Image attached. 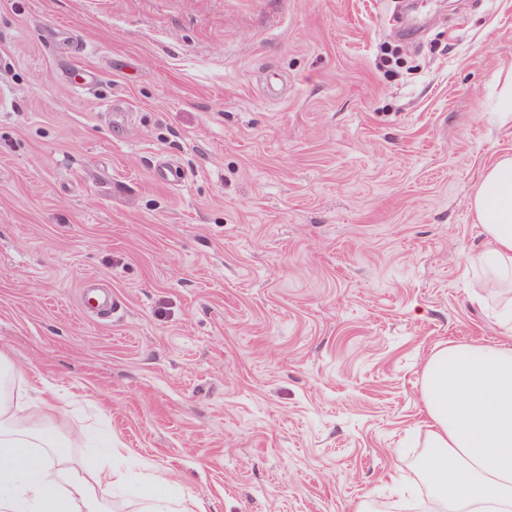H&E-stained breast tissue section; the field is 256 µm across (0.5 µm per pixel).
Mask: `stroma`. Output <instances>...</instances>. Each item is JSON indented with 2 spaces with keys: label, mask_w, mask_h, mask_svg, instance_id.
Returning a JSON list of instances; mask_svg holds the SVG:
<instances>
[{
  "label": "stroma",
  "mask_w": 512,
  "mask_h": 512,
  "mask_svg": "<svg viewBox=\"0 0 512 512\" xmlns=\"http://www.w3.org/2000/svg\"><path fill=\"white\" fill-rule=\"evenodd\" d=\"M400 2L0 0V352L74 458L121 449L112 512L151 468L207 512H399L424 361L500 339L469 199L512 152V0L413 39Z\"/></svg>",
  "instance_id": "1"
}]
</instances>
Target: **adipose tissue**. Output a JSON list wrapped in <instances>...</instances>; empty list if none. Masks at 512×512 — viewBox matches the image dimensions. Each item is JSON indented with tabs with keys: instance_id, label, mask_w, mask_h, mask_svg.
I'll return each instance as SVG.
<instances>
[{
	"instance_id": "adipose-tissue-1",
	"label": "adipose tissue",
	"mask_w": 512,
	"mask_h": 512,
	"mask_svg": "<svg viewBox=\"0 0 512 512\" xmlns=\"http://www.w3.org/2000/svg\"><path fill=\"white\" fill-rule=\"evenodd\" d=\"M482 269L512 282V153L484 171L469 201ZM505 341L435 347L420 377L427 452L420 474L431 512H512V300L498 312ZM20 372L0 352V512H110L124 481L111 455L73 459L60 445L48 396L12 389Z\"/></svg>"
}]
</instances>
